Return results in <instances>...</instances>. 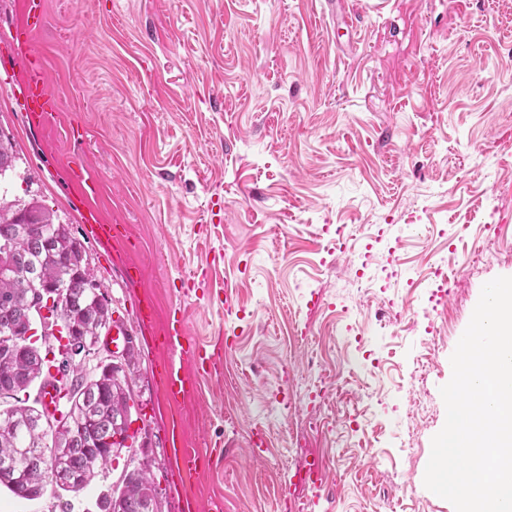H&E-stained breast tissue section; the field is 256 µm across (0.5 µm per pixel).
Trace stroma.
I'll return each instance as SVG.
<instances>
[{"label": "stroma", "mask_w": 512, "mask_h": 512, "mask_svg": "<svg viewBox=\"0 0 512 512\" xmlns=\"http://www.w3.org/2000/svg\"><path fill=\"white\" fill-rule=\"evenodd\" d=\"M43 7L22 53L43 57L59 111L24 115V69H0L10 194L70 225L132 331L131 397L148 412L136 455L161 512H455L424 474L450 358L483 285L512 277V0ZM336 224L370 226L364 271L331 243ZM439 265L450 293L435 309L407 282ZM175 307L224 346L218 371L184 364L193 389L177 402L154 341ZM177 441L216 464L177 474ZM312 462L325 484L294 483ZM125 465L65 500L1 488L0 512H100Z\"/></svg>", "instance_id": "stroma-1"}]
</instances>
